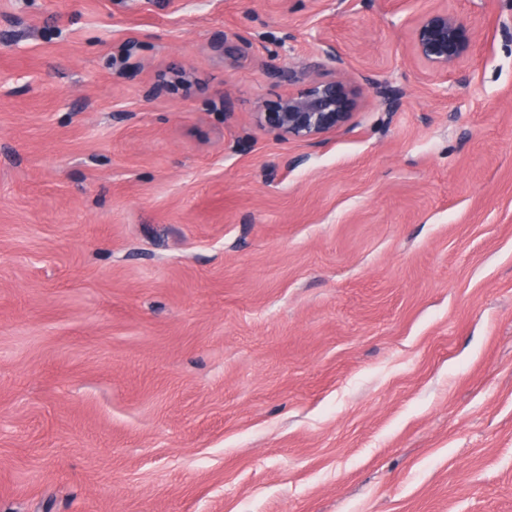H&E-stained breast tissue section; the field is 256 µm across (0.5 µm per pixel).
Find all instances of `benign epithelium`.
<instances>
[{
	"label": "benign epithelium",
	"instance_id": "7a95c632",
	"mask_svg": "<svg viewBox=\"0 0 512 512\" xmlns=\"http://www.w3.org/2000/svg\"><path fill=\"white\" fill-rule=\"evenodd\" d=\"M474 40L472 28L446 10H429L417 20L412 37V57L434 76L446 79L469 55ZM248 46L241 36L217 39L214 48L224 53L240 52ZM272 75L283 82H302L304 88L273 103L259 106L256 120L262 127L287 140L313 141L347 125L360 106V91L343 75L330 79L306 76L286 68H273ZM367 83L386 111L396 109L401 91L372 79Z\"/></svg>",
	"mask_w": 512,
	"mask_h": 512
}]
</instances>
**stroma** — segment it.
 Segmentation results:
<instances>
[{"label":"stroma","instance_id":"stroma-1","mask_svg":"<svg viewBox=\"0 0 512 512\" xmlns=\"http://www.w3.org/2000/svg\"><path fill=\"white\" fill-rule=\"evenodd\" d=\"M0 512H512V0H0ZM472 28L447 10H429L417 20L412 37V57L434 76L448 80L469 55ZM272 75L293 84L302 80L304 88L259 106L256 120L262 127L277 132L287 140L313 141L347 125L360 106V91L343 75L321 79L286 68L272 70ZM368 84L373 89L374 96L386 111L392 112L396 109L401 96L400 89L388 84H381L373 79L369 80Z\"/></svg>","mask_w":512,"mask_h":512}]
</instances>
